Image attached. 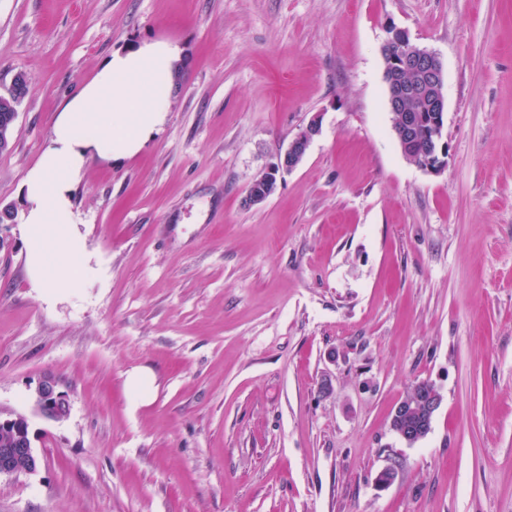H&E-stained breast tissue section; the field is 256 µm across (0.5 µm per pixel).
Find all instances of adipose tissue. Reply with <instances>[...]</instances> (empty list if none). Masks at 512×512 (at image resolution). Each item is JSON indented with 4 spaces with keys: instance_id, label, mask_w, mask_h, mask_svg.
<instances>
[{
    "instance_id": "1",
    "label": "adipose tissue",
    "mask_w": 512,
    "mask_h": 512,
    "mask_svg": "<svg viewBox=\"0 0 512 512\" xmlns=\"http://www.w3.org/2000/svg\"><path fill=\"white\" fill-rule=\"evenodd\" d=\"M181 55L179 45L157 40L111 53L58 112L22 185L29 281L43 303L55 304L62 290L98 278L73 209V186L90 160L133 157L159 131Z\"/></svg>"
}]
</instances>
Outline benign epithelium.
<instances>
[{"mask_svg": "<svg viewBox=\"0 0 512 512\" xmlns=\"http://www.w3.org/2000/svg\"><path fill=\"white\" fill-rule=\"evenodd\" d=\"M387 47L384 58V77L390 111L403 113V126L395 130L398 146L404 157L429 173L437 174L447 166L448 149L444 140L445 79L443 64L438 54L411 41L407 31L394 25L387 27ZM415 70L419 73L416 83L403 80V74ZM415 98L428 102L430 122L425 136L427 148L417 149L414 132L422 122L419 111L409 109L406 103ZM319 131L317 120H312L279 155L277 163L267 170L259 186H250L246 202L255 205L263 202L275 189L280 174L296 168L303 160L308 146ZM443 396L432 383L420 393H414L396 406L391 418L393 431L408 445H415L425 438L430 423L441 407ZM35 413L53 421H62L70 414V404L58 383L51 377L44 378L36 388L33 403ZM0 433L8 435L7 446H0V477L19 473H32L40 464L30 431V422L20 413L0 412Z\"/></svg>", "mask_w": 512, "mask_h": 512, "instance_id": "obj_1", "label": "benign epithelium"}]
</instances>
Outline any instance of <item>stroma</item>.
I'll list each match as a JSON object with an SVG mask.
<instances>
[{"label": "stroma", "instance_id": "obj_1", "mask_svg": "<svg viewBox=\"0 0 512 512\" xmlns=\"http://www.w3.org/2000/svg\"><path fill=\"white\" fill-rule=\"evenodd\" d=\"M391 23L443 62L436 175L395 139ZM155 39L183 50L165 123L87 164L73 205L100 277L46 306L22 181L60 105ZM19 73L0 410L28 414L41 465L0 478V512H512V0H0V93ZM46 377L64 421L32 412ZM421 381L443 402L410 447L390 420ZM318 131V122L312 119L308 126L291 141L288 149L279 155L277 163L267 170L265 178L258 183L260 188H255L257 183L250 186L246 202L252 205L263 202L274 191L278 176L296 168L302 162L313 136ZM125 385L132 404L148 403L153 396L154 374L145 368H135L128 373Z\"/></svg>", "mask_w": 512, "mask_h": 512}]
</instances>
